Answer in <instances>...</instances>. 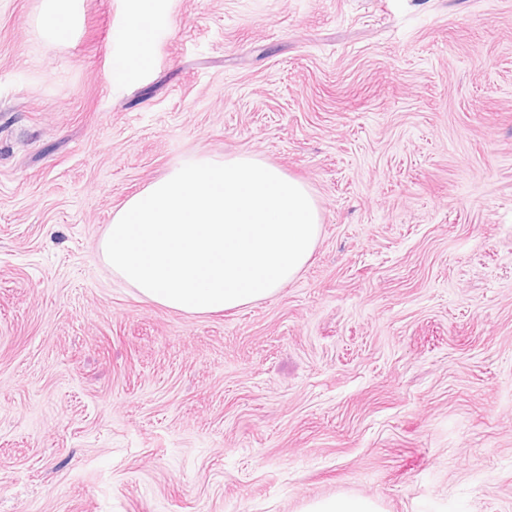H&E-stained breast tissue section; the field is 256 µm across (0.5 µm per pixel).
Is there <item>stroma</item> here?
<instances>
[{
	"label": "stroma",
	"mask_w": 512,
	"mask_h": 512,
	"mask_svg": "<svg viewBox=\"0 0 512 512\" xmlns=\"http://www.w3.org/2000/svg\"><path fill=\"white\" fill-rule=\"evenodd\" d=\"M0 0V512H512V0ZM311 189L305 269L192 315L99 244L198 156ZM73 0H48L42 16V27L51 40L60 41L67 37L68 27L64 22L73 15ZM146 1H132V20L127 27L124 38L128 45L126 56L115 63L116 70H125L134 66L137 61H143V48L150 38V30L146 28L144 22L147 21L148 9L145 7ZM376 500L337 496L308 503L303 512H382Z\"/></svg>",
	"instance_id": "stroma-1"
}]
</instances>
